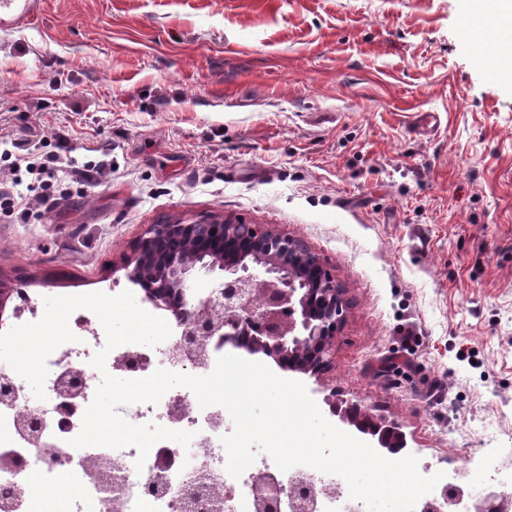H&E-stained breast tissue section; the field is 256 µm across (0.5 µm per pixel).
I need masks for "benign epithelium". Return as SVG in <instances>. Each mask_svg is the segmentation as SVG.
I'll return each instance as SVG.
<instances>
[{"label": "benign epithelium", "instance_id": "obj_1", "mask_svg": "<svg viewBox=\"0 0 512 512\" xmlns=\"http://www.w3.org/2000/svg\"><path fill=\"white\" fill-rule=\"evenodd\" d=\"M248 237L232 218L151 224L136 241L127 264L128 279L144 285L145 297L171 313L182 328L190 356L212 342L241 345L283 368L314 377L330 363L336 326L346 302L320 258L298 239L261 227ZM222 272L204 298L187 293L194 275ZM351 423L376 438L380 448L403 446L388 426L372 420L358 406L346 410ZM266 484H278L268 476ZM280 485V484H278ZM312 491L280 485L279 494L257 501L258 512H281L289 503L307 512ZM476 512H508L512 501L488 486L473 498Z\"/></svg>", "mask_w": 512, "mask_h": 512}]
</instances>
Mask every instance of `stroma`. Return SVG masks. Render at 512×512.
<instances>
[{
  "mask_svg": "<svg viewBox=\"0 0 512 512\" xmlns=\"http://www.w3.org/2000/svg\"><path fill=\"white\" fill-rule=\"evenodd\" d=\"M459 0H0V136L112 171L0 214V279L31 299L131 291L152 224L287 233L349 303L328 403L398 424L403 455L484 479L512 461V77L462 36ZM422 112L437 128L417 127ZM92 152H96L98 155L73 167V175L79 181L89 183L103 178L112 170V147L95 149Z\"/></svg>",
  "mask_w": 512,
  "mask_h": 512,
  "instance_id": "obj_1",
  "label": "stroma"
}]
</instances>
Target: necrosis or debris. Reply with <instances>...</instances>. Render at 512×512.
I'll return each mask as SVG.
<instances>
[{
    "mask_svg": "<svg viewBox=\"0 0 512 512\" xmlns=\"http://www.w3.org/2000/svg\"><path fill=\"white\" fill-rule=\"evenodd\" d=\"M69 321L77 339L57 347L47 359L46 397L37 402L23 397L26 385L18 374L0 382V512H38L34 485L74 487L62 503V512H255L259 496L271 494L258 477L267 473L282 482L312 479L319 492L318 512H367L350 498L346 481L307 466L279 470L266 453L240 478L226 471L222 436L233 422L219 406L194 407L190 389L167 391L157 405L134 404L123 415L131 423H155L189 431V446L155 443L143 468H136L138 450L90 446L73 447L82 419L92 402L100 376L90 361L106 343L97 316L87 309L74 311ZM183 342L182 330L172 326L170 336L150 347L123 344L109 350L106 365L126 378L140 379L156 370L191 372L190 361H176L173 353ZM160 478L150 488L145 476Z\"/></svg>",
    "mask_w": 512,
    "mask_h": 512,
    "instance_id": "necrosis-or-debris-1",
    "label": "necrosis or debris"
}]
</instances>
